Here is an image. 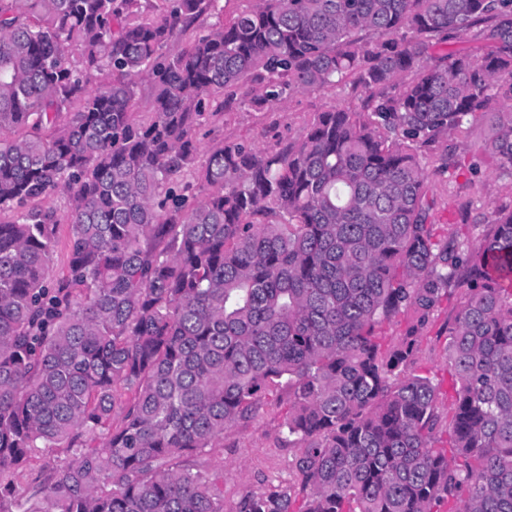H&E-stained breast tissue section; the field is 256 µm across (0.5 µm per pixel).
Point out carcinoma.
Segmentation results:
<instances>
[{"label":"carcinoma","instance_id":"cac0c4a2","mask_svg":"<svg viewBox=\"0 0 512 512\" xmlns=\"http://www.w3.org/2000/svg\"><path fill=\"white\" fill-rule=\"evenodd\" d=\"M218 2L0 0V512H224V471L187 457L283 384L302 499L241 512H512V287L491 273L512 209L439 236L415 152L483 120L512 177V0H260L168 54ZM450 39L479 46L433 52ZM346 79L360 107L199 163L237 89L263 110ZM456 287L443 440L439 385L407 369ZM35 448L65 459L29 478ZM40 206L55 210L62 219V223L59 224L57 231L55 252L49 268V274L56 279L64 278L68 273V243L71 236L70 224L64 223V218L69 208L68 202L64 196L57 195L42 200Z\"/></svg>","mask_w":512,"mask_h":512}]
</instances>
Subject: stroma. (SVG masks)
Listing matches in <instances>:
<instances>
[{
  "label": "stroma",
  "instance_id": "stroma-1",
  "mask_svg": "<svg viewBox=\"0 0 512 512\" xmlns=\"http://www.w3.org/2000/svg\"><path fill=\"white\" fill-rule=\"evenodd\" d=\"M365 96L351 81L314 91L295 92L268 110H257L243 102L232 110L212 117L201 138L203 149L224 142H243L260 150H274L296 139L315 113L332 106H359ZM490 134L479 122L454 136L461 169L454 176L440 171L445 142L419 149L418 156L427 173L428 197L433 202L432 222L440 235L453 234L461 225L460 213L484 212L488 203L512 205V179L499 175L492 161L477 151ZM456 311V301L442 299L430 314L416 349L412 371L434 377L441 384L437 407L448 413L447 324ZM288 408V391L280 388L266 396L251 417L224 432L223 441L203 457L204 467L224 471V512H239L241 502L274 487L294 484L293 462L300 453L282 426Z\"/></svg>",
  "mask_w": 512,
  "mask_h": 512
}]
</instances>
